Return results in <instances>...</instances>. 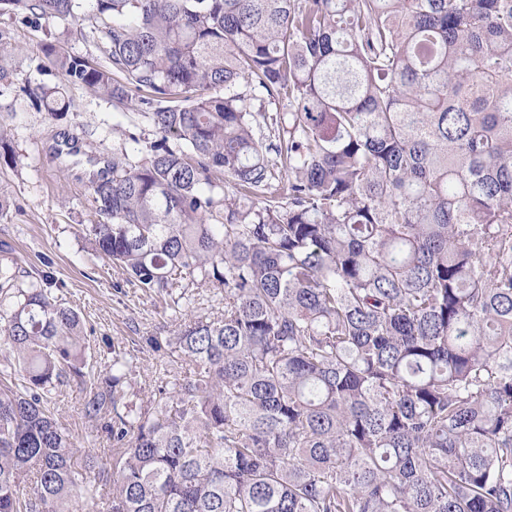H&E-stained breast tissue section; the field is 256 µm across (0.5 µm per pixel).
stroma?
Wrapping results in <instances>:
<instances>
[{
  "label": "stroma",
  "instance_id": "35a3bbf8",
  "mask_svg": "<svg viewBox=\"0 0 512 512\" xmlns=\"http://www.w3.org/2000/svg\"><path fill=\"white\" fill-rule=\"evenodd\" d=\"M13 43L25 53L13 72L12 85L0 90V125L8 132L17 163L0 166V197L10 207L0 214V259L18 264L21 282L45 278L52 296L83 318L92 356L105 344L134 357L129 390L148 398L176 371L169 355L179 329L164 298L128 283L121 270L96 258L87 229L97 222L87 174L90 161L110 157L127 143L128 133L152 138L151 126L131 107L115 105L81 85L68 89L77 109L56 119L30 105L22 89L30 83L54 85L60 76L40 51L46 36L57 37L70 53L98 56L96 46L81 39L73 21L45 31L18 20L0 19ZM83 398L76 389L63 391L55 406L79 448L76 467H83V448H106V437L92 433L84 419Z\"/></svg>",
  "mask_w": 512,
  "mask_h": 512
}]
</instances>
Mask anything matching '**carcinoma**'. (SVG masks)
Instances as JSON below:
<instances>
[{
  "label": "carcinoma",
  "mask_w": 512,
  "mask_h": 512,
  "mask_svg": "<svg viewBox=\"0 0 512 512\" xmlns=\"http://www.w3.org/2000/svg\"><path fill=\"white\" fill-rule=\"evenodd\" d=\"M83 15L65 86L155 139L90 178L94 254L171 310L179 371L125 401L79 313L0 263V512H512V0H0ZM23 49L0 30V87ZM109 462L54 416L59 386ZM186 292L185 297L189 296L193 302V306H195L198 310V312H201L203 314H211L214 313L216 316V313L220 315L222 313V310L224 308V304H218V301H214V297L210 291H208L205 287H199L196 288V286H189V288H178L175 290L173 297H178L181 292ZM212 308V309H211ZM212 311V312H211Z\"/></svg>",
  "instance_id": "obj_1"
}]
</instances>
